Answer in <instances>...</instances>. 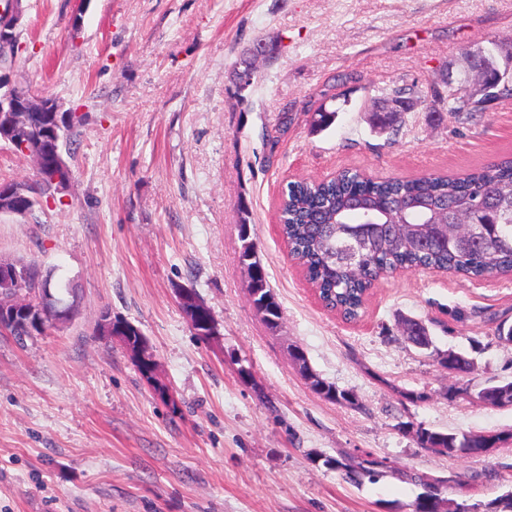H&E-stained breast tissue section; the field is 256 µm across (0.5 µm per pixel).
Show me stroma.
Returning <instances> with one entry per match:
<instances>
[{
	"label": "stroma",
	"mask_w": 512,
	"mask_h": 512,
	"mask_svg": "<svg viewBox=\"0 0 512 512\" xmlns=\"http://www.w3.org/2000/svg\"><path fill=\"white\" fill-rule=\"evenodd\" d=\"M18 33L24 80L87 121L66 147L63 202L0 214V258L72 280L79 304L24 342L0 335V512H411L417 474L457 476L485 503L512 489V444L449 458L408 430L512 427V407L474 399L512 381V344L495 334L512 324V279L384 275L350 322L317 302L277 228L291 181L460 176L512 157L511 98L463 124L417 113L389 141L365 112L381 89L429 90L462 48L512 46V0H23ZM257 39L278 52L240 97L230 74ZM321 107L337 117L316 132L307 115ZM283 112L294 121L278 134ZM244 219L275 329L240 262ZM180 286L215 336L194 334ZM104 309L140 329L154 381L98 335ZM402 317L471 372L405 340ZM295 347L352 402L315 394ZM344 451L393 473L352 485L326 464ZM180 305L190 319L191 324L197 321L205 313L206 307L199 300L197 295L188 288H177Z\"/></svg>",
	"instance_id": "35a3bbf8"
}]
</instances>
